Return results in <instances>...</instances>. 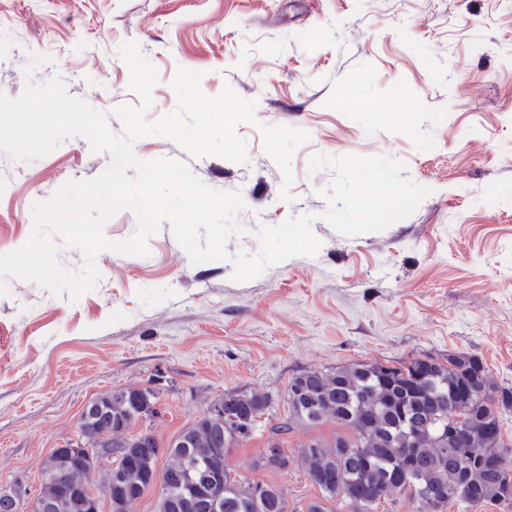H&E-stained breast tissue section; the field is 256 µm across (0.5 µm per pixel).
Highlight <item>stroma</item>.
Masks as SVG:
<instances>
[{
    "mask_svg": "<svg viewBox=\"0 0 512 512\" xmlns=\"http://www.w3.org/2000/svg\"><path fill=\"white\" fill-rule=\"evenodd\" d=\"M130 41L157 71L148 120L174 109L185 68L202 72L206 95L231 88L256 101L259 123L310 139L287 188L259 123L237 128L244 164L163 136L134 143L139 159L179 160L242 194L249 232L228 240V259L191 263L165 224L148 255L101 252L100 279L78 300L6 278L0 481L39 489L43 457L78 436L84 406L123 387L160 384L151 428L167 442L224 392L271 395L281 416L293 377L348 363L466 352L512 386V0H0V93L59 77L122 132L116 108L140 103L119 54ZM34 55L48 61L29 77ZM317 154L392 157L432 193L379 232L316 221V255L234 281L232 257L258 250V223L326 210L333 173L310 174ZM109 161L81 137L32 160L0 148V254L27 243L35 202ZM269 426L229 449L232 474L284 486L292 507L313 499L297 470L254 469Z\"/></svg>",
    "mask_w": 512,
    "mask_h": 512,
    "instance_id": "obj_1",
    "label": "stroma"
}]
</instances>
